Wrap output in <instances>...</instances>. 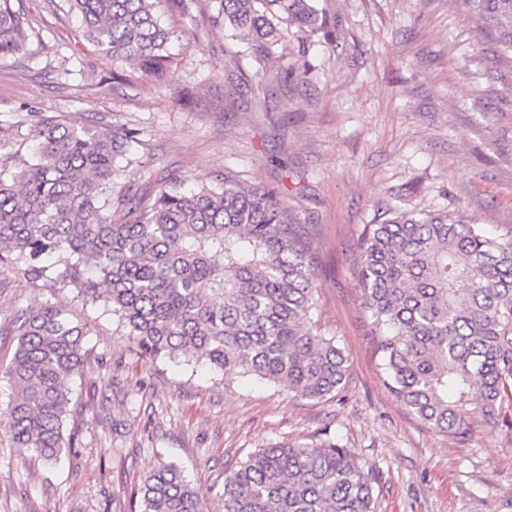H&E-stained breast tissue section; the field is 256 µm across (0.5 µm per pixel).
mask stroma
<instances>
[{"label":"stroma","instance_id":"35a3bbf8","mask_svg":"<svg viewBox=\"0 0 512 512\" xmlns=\"http://www.w3.org/2000/svg\"><path fill=\"white\" fill-rule=\"evenodd\" d=\"M161 4L171 84L112 76L61 0H14L33 23L24 53L0 59V124L40 112L139 131L117 179L154 195L232 178L280 187L313 227L316 329L350 360L346 388L320 400L189 357L148 361L103 302L0 273V364L16 320L50 301L85 324L87 361L66 418L73 448L23 459L0 429V512H138L159 463L178 465L224 512L225 476L248 455L321 432L376 477V512H512V428L471 419L458 441L384 386L356 273L365 225L395 209L450 211L512 230V64L454 0H320L335 39L295 34L258 62L212 23L209 0Z\"/></svg>","mask_w":512,"mask_h":512}]
</instances>
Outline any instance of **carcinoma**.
Returning <instances> with one entry per match:
<instances>
[{
    "label": "carcinoma",
    "instance_id": "obj_1",
    "mask_svg": "<svg viewBox=\"0 0 512 512\" xmlns=\"http://www.w3.org/2000/svg\"><path fill=\"white\" fill-rule=\"evenodd\" d=\"M112 59L170 81V31L157 0H63ZM213 21L267 56L295 27L332 37L320 0H217ZM512 56V0H457ZM30 21L0 0V58L24 51ZM34 161L9 165L26 121L0 128V270L103 300L150 361L188 355L309 399L341 390L349 359L314 332L318 253L277 188L185 192L173 177L112 218L119 160L135 129L103 131L32 114ZM357 281L388 389L435 430L465 439L468 419L512 427V234L446 213L401 212L366 225ZM0 427L24 456L73 445L64 424L83 367L84 326L52 303L19 316ZM372 473L336 441L278 443L224 479V512H375ZM141 512H204L173 464L140 487Z\"/></svg>",
    "mask_w": 512,
    "mask_h": 512
}]
</instances>
